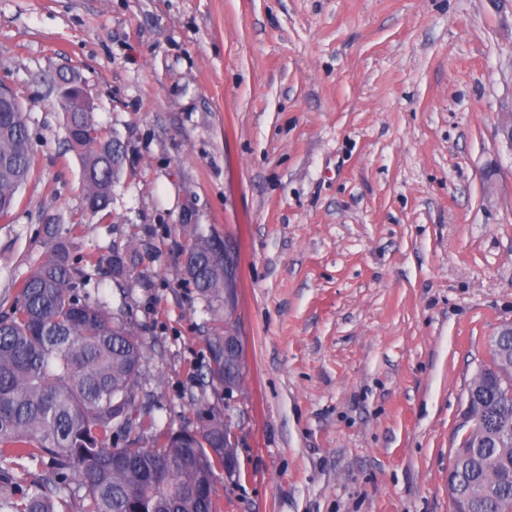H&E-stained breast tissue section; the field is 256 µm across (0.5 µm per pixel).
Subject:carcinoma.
<instances>
[{
  "mask_svg": "<svg viewBox=\"0 0 512 512\" xmlns=\"http://www.w3.org/2000/svg\"><path fill=\"white\" fill-rule=\"evenodd\" d=\"M0 112V217L35 170L32 136L18 96ZM69 149L82 161L91 215L109 206L112 137L88 112L65 113ZM136 247L97 259L114 280L128 271ZM187 280L210 299L224 290V250L200 240L186 255ZM79 268L66 245L52 243L47 258L23 281L20 300L0 316V462L24 468L44 462L37 483L9 477L0 510L66 512L75 487L80 512H216L214 467L224 462V423L202 418L200 429L179 430L142 445L152 422L138 412V375L147 348L119 317L108 316L77 291ZM492 362L478 392L493 428L466 438L453 452L452 512H512V392L498 368L512 366V335L492 339ZM207 375L224 385L237 374L224 360V337L208 342Z\"/></svg>",
  "mask_w": 512,
  "mask_h": 512,
  "instance_id": "cac0c4a2",
  "label": "carcinoma"
}]
</instances>
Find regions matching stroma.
Wrapping results in <instances>:
<instances>
[{"instance_id":"35a3bbf8","label":"stroma","mask_w":512,"mask_h":512,"mask_svg":"<svg viewBox=\"0 0 512 512\" xmlns=\"http://www.w3.org/2000/svg\"><path fill=\"white\" fill-rule=\"evenodd\" d=\"M126 148L84 209L52 81ZM36 168L0 219V315L55 221L79 290L143 339L161 432L228 419L218 512H450L488 339L512 323V0H0ZM224 243L230 296L187 284ZM134 242L123 285L89 258ZM243 347L235 391L207 340ZM184 271L189 284L211 299L224 290V250L220 243L201 239L186 255ZM237 346V353L240 352V344L237 336H212L208 342L209 363L207 366V375L212 383L224 386V389L237 388L239 382L229 384V379L224 375V367L230 374L236 375L238 368L234 363L224 362V350H234Z\"/></svg>"}]
</instances>
